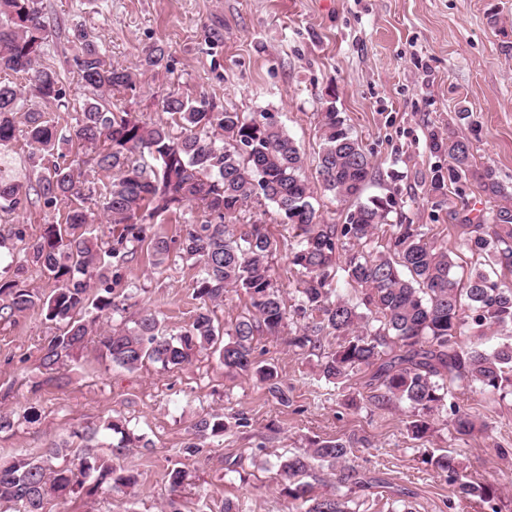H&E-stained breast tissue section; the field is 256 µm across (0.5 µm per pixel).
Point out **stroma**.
<instances>
[{
    "label": "stroma",
    "mask_w": 512,
    "mask_h": 512,
    "mask_svg": "<svg viewBox=\"0 0 512 512\" xmlns=\"http://www.w3.org/2000/svg\"><path fill=\"white\" fill-rule=\"evenodd\" d=\"M43 6L58 25L46 52L70 105L54 114L59 130L69 129L72 107L86 98L73 70L78 45L70 28L100 36L108 61L127 69L161 43L169 51L166 69L147 74L135 95L123 97L127 109L161 118L164 96L176 91L207 97L223 110L275 113L305 152L311 177L318 116L335 105L376 171L365 196L397 192L402 205L390 214L391 223L427 225L456 247L463 271L474 267L460 227L484 198L470 183L432 194L440 160L429 143L434 135L466 137L476 161L512 183V58L502 49L503 41L512 42V0H43ZM492 14L497 24H490ZM461 111L469 113L468 123L457 122ZM252 223L265 225L278 243L276 279L285 305H292L293 233L271 206L256 201L233 218V230L244 232ZM121 276L122 289L133 294L129 316L159 313L171 334L191 322L198 302L189 263L173 257L156 270L141 252ZM300 325L291 314L279 336L258 339L256 359L276 368L288 396L283 404L209 353L181 369L149 363L129 372L90 351L69 364L67 386L35 392L38 347L54 336L55 326L37 311L0 322V407L15 420L12 430L0 433V458L40 454L75 429L120 417L149 442L115 459L137 473L135 489L52 499L45 512H163L172 496L181 512H223L228 501L237 512H298V502L282 491L279 460L313 441L342 439L353 448L349 465L363 479L352 495L354 512H488L459 500L425 463L427 453L445 449L474 479L496 486L498 512H512L511 398L465 390L458 403L487 422V432L457 436L449 410L442 409L431 414L427 437L415 439L408 404L375 406L360 374L340 387L325 383L316 356L289 348ZM350 395L358 408L347 407ZM208 412L240 414L247 423L211 438L205 457H184L194 422ZM175 467L186 468L189 477L173 494L167 474Z\"/></svg>",
    "instance_id": "stroma-1"
}]
</instances>
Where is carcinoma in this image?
<instances>
[{"mask_svg":"<svg viewBox=\"0 0 512 512\" xmlns=\"http://www.w3.org/2000/svg\"><path fill=\"white\" fill-rule=\"evenodd\" d=\"M51 35L42 0H0V72L25 77L31 97L41 108H25L17 86L0 81V150L15 139L16 117L25 115L26 137L33 148L20 173L0 168V221L21 210L51 208L63 201L62 221L45 225L36 239L21 229L11 236L23 243L13 279L0 280V319L12 320L39 310L57 326L40 346L44 383L61 387L60 370L94 343L98 357L135 371L145 363L181 368L204 351L218 355L226 369L254 372L282 403L288 396L271 366L254 361L256 336L277 335L286 308L274 273L276 240L261 224L236 235L224 223L254 195L272 204L281 222L295 233L297 246L288 256L298 275L294 312L307 320L288 344L320 358L322 377L338 384L353 374L369 372L367 386L380 393L370 400H393L412 409L409 430L423 439L427 414L444 406L455 386H477L502 398L512 396V341L494 347L463 345L458 337L482 336L491 329L512 327V285L497 269L512 271V185L501 181L489 164L477 165L469 141L432 137L430 151L448 156V166L434 169L435 193L462 181H474L485 198L476 223L463 230V247L481 259L467 278L459 277L452 249L420 224H388L399 205L396 197L362 199L373 176L371 162L352 136L344 117L332 106L320 113L317 181L323 192L346 204L345 223L321 222L314 190L305 176V157L296 142L270 113L260 117L218 111L206 97L192 99L171 91L163 111L172 121H146L112 102V94L135 91L141 76L166 67L167 48L154 45L143 53L141 68L130 71L106 60L103 43L82 27L73 28L80 44L76 73L88 98L80 106L69 134L57 135L47 112L62 106L60 73L42 60ZM85 155L82 165L106 172L103 184L88 179L81 165L58 152ZM102 205L112 226L111 239L95 243L87 236L91 207ZM195 205L209 216L187 222L177 238L152 232L157 218L183 219ZM387 236L379 245V235ZM146 250L154 265L170 254L197 269L193 297L199 306L192 322L165 334L157 315L142 312L131 327H116L91 341L92 324L128 310L129 294L114 293L119 271ZM31 270L54 282L43 295L24 285ZM360 291V301L336 293V276ZM235 288L250 301L249 313L225 330L215 323L214 307ZM336 337L325 352L322 341ZM457 434L487 429L457 403H451ZM224 415L206 413L195 422L193 437L182 452L202 455L208 438L224 434ZM81 442H53L40 456L14 455L0 462V505L12 512H45L51 499L91 497L103 486L132 488L138 475L117 467L113 457L140 447L143 437L127 422L73 432ZM351 448L341 439L314 444L306 455L281 462L279 476L288 497L305 512H353L348 492L361 485L357 471L346 466ZM318 462L340 467L338 483L346 491L317 494L302 480ZM425 462L448 480L465 501L490 504L493 486L475 481L455 456L430 453Z\"/></svg>","mask_w":512,"mask_h":512,"instance_id":"carcinoma-1","label":"carcinoma"}]
</instances>
